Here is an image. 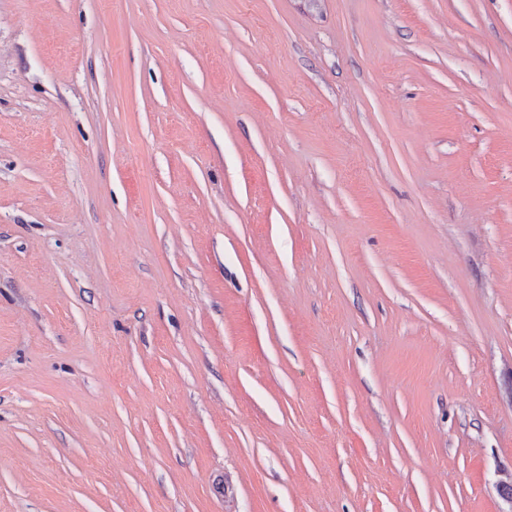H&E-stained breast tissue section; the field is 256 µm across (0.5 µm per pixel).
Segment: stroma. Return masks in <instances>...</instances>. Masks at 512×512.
<instances>
[{
  "label": "stroma",
  "instance_id": "1",
  "mask_svg": "<svg viewBox=\"0 0 512 512\" xmlns=\"http://www.w3.org/2000/svg\"><path fill=\"white\" fill-rule=\"evenodd\" d=\"M512 0H0V512H512Z\"/></svg>",
  "mask_w": 512,
  "mask_h": 512
}]
</instances>
